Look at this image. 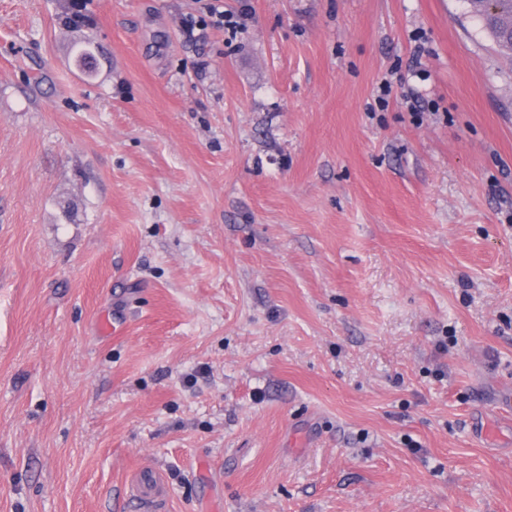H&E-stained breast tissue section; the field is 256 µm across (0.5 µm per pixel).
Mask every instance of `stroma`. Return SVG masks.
I'll return each mask as SVG.
<instances>
[{
    "mask_svg": "<svg viewBox=\"0 0 512 512\" xmlns=\"http://www.w3.org/2000/svg\"><path fill=\"white\" fill-rule=\"evenodd\" d=\"M244 7L0 0V512H512V56ZM221 0H212L205 5V16L198 20L189 19L185 22L184 27L188 32L193 33L196 25L206 28L207 26L224 27L230 32L236 33L245 25L244 21L247 13L241 11L238 14L224 11V4ZM208 19V21L206 20ZM130 496L139 502L141 510L165 512L168 500L166 486L160 472L152 466L139 468L130 484Z\"/></svg>",
    "mask_w": 512,
    "mask_h": 512,
    "instance_id": "35a3bbf8",
    "label": "stroma"
}]
</instances>
